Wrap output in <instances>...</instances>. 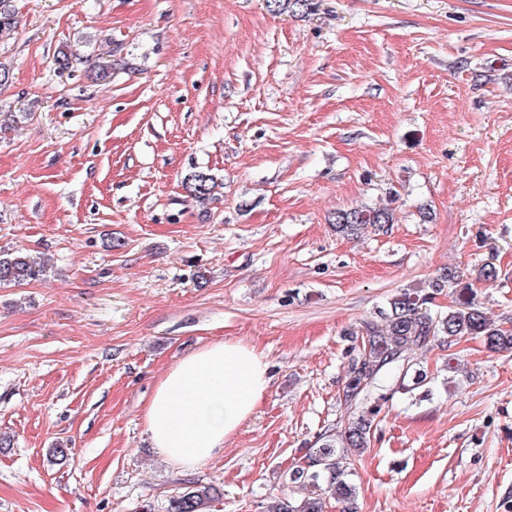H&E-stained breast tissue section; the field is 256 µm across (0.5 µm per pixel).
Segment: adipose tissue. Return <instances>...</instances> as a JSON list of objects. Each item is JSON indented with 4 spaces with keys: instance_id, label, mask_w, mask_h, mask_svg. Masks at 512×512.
Returning a JSON list of instances; mask_svg holds the SVG:
<instances>
[{
    "instance_id": "1",
    "label": "adipose tissue",
    "mask_w": 512,
    "mask_h": 512,
    "mask_svg": "<svg viewBox=\"0 0 512 512\" xmlns=\"http://www.w3.org/2000/svg\"><path fill=\"white\" fill-rule=\"evenodd\" d=\"M270 384L255 348L215 341L179 358L147 404L146 431L157 454L185 472L224 450Z\"/></svg>"
}]
</instances>
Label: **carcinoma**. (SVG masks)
<instances>
[{"mask_svg":"<svg viewBox=\"0 0 512 512\" xmlns=\"http://www.w3.org/2000/svg\"><path fill=\"white\" fill-rule=\"evenodd\" d=\"M272 12L290 10L306 13L313 10V0H267ZM213 175L200 170L185 182V189L196 201H207L215 189ZM394 210L389 207H361L340 210L332 223L336 232L344 236H358L368 227L394 223ZM39 276V269L21 252L0 254V286L24 285ZM463 280V273L449 268L439 278L429 282L431 292L409 289L389 301L381 312L383 325L368 323L361 332L354 333L356 355L351 358L342 387L344 404L359 407L378 386L379 378L388 366L405 361L414 350L438 338L453 341L463 336H483L489 348L512 349V332L498 327L473 297H462L444 316H432L424 305L431 293ZM380 405L361 414L350 411L347 423L338 427L335 435L322 436L319 446L307 449L295 459L287 472L288 486L313 489L302 498L282 497L273 502L270 512H323V499L330 496L341 502H350L354 487L344 479L342 457L336 449L350 448L361 454L369 448L374 417ZM219 499V490L211 484L197 483L181 495L168 501L166 512H209L211 504Z\"/></svg>","mask_w":512,"mask_h":512,"instance_id":"cac0c4a2","label":"carcinoma"}]
</instances>
